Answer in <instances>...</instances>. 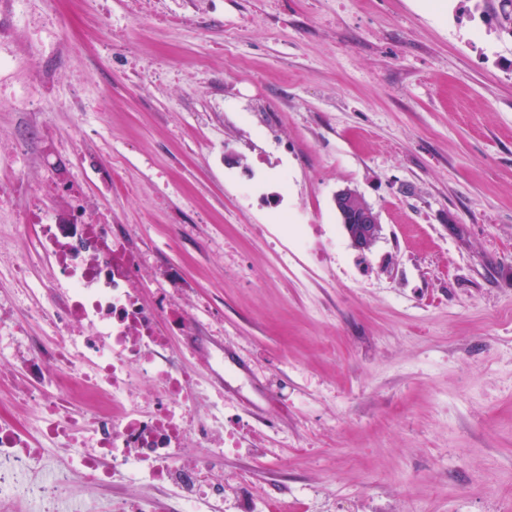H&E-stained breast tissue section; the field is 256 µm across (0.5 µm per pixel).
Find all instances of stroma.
<instances>
[{"label":"stroma","mask_w":512,"mask_h":512,"mask_svg":"<svg viewBox=\"0 0 512 512\" xmlns=\"http://www.w3.org/2000/svg\"><path fill=\"white\" fill-rule=\"evenodd\" d=\"M55 0L36 139L0 103V180L68 185L118 216L140 297L191 327L176 363L223 399L208 476L250 477L282 512H512V32L499 0ZM71 51L57 53L58 38ZM88 80L73 86L70 74ZM39 152L43 167L29 165ZM126 185L117 192L114 182ZM383 235H344L337 191ZM300 225L287 237L276 214ZM335 205L345 236L361 253L371 250L382 234V224L374 209L353 190L337 192Z\"/></svg>","instance_id":"1"}]
</instances>
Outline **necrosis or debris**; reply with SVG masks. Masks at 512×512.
Here are the masks:
<instances>
[{
    "label": "necrosis or debris",
    "instance_id": "obj_1",
    "mask_svg": "<svg viewBox=\"0 0 512 512\" xmlns=\"http://www.w3.org/2000/svg\"><path fill=\"white\" fill-rule=\"evenodd\" d=\"M15 98L19 111L54 122L47 83L35 76L28 92L13 97L0 86V100ZM27 204L16 232H33L38 258L51 268L40 304L26 308L24 280L0 310V367L23 368L31 386L23 398L36 407L37 427L0 415V497L16 496L39 512H219L224 487L204 477L213 449L245 447L244 437L228 431L224 403L194 389L191 377L172 368V351L160 328L162 319L185 322L166 299L148 306L139 298L140 253L131 248L112 216L92 219L75 198L69 220L40 207V193L26 190ZM43 323L51 343L34 342L31 322ZM158 390L140 397L139 376ZM83 402L84 412L73 409ZM197 452L185 456L187 442ZM74 451L56 467L49 452L56 445ZM96 486L120 477L141 487V495L120 504L99 495L74 499L75 474Z\"/></svg>",
    "mask_w": 512,
    "mask_h": 512
}]
</instances>
